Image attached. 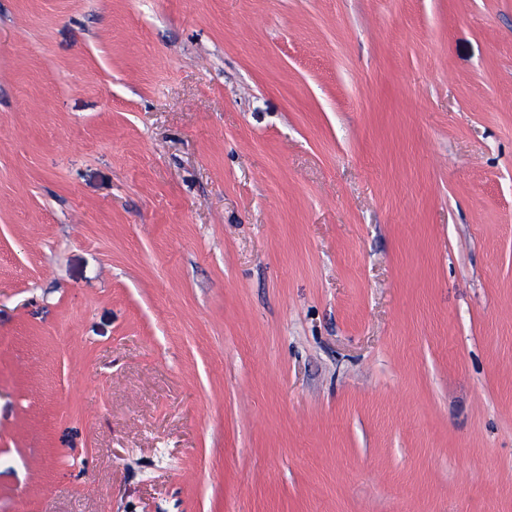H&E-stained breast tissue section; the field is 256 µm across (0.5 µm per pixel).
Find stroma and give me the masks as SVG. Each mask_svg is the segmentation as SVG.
Listing matches in <instances>:
<instances>
[{
	"label": "stroma",
	"instance_id": "35a3bbf8",
	"mask_svg": "<svg viewBox=\"0 0 512 512\" xmlns=\"http://www.w3.org/2000/svg\"><path fill=\"white\" fill-rule=\"evenodd\" d=\"M0 512H512V0H0Z\"/></svg>",
	"mask_w": 512,
	"mask_h": 512
}]
</instances>
